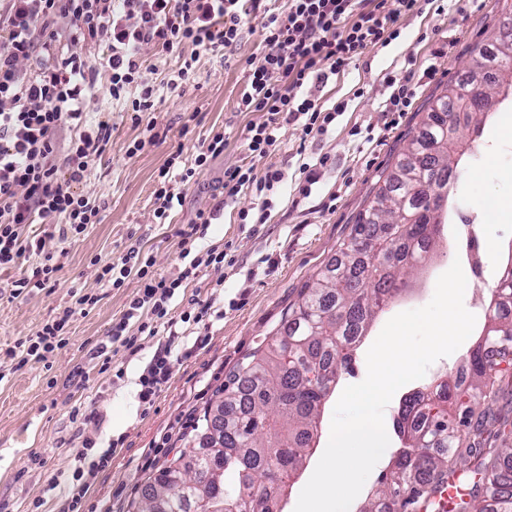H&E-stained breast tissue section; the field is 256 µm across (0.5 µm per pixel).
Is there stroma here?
Returning a JSON list of instances; mask_svg holds the SVG:
<instances>
[{
    "mask_svg": "<svg viewBox=\"0 0 512 512\" xmlns=\"http://www.w3.org/2000/svg\"><path fill=\"white\" fill-rule=\"evenodd\" d=\"M512 14V0H419L414 13L396 23V39L369 47L345 71L330 77L320 96L342 104V112L326 133L304 135L288 124L278 132L273 157L284 180L267 197L252 192L227 195L226 168L249 163L247 127L255 112L238 109L246 88L249 64L261 58L260 30L244 31L229 52L201 53L189 81L164 92L154 111L133 124L113 108L108 75L96 87V109L112 121V139L96 161L84 191L97 196L102 221L89 225L79 238L52 242L58 270L53 287L29 296L0 298V349L32 335L55 318L82 290L97 295V304L70 322L68 343L42 362H29L0 381V512H25L41 500L38 512H60L61 501L49 492L52 478L67 475L78 464L81 438L106 449L110 440H124L109 470L100 473L82 501L80 512H127L139 499L150 474L174 456L189 455L196 445L188 435L203 409L215 402L230 372L250 353L267 344L304 284L338 256L356 216L377 182L391 169L408 140L417 134L424 104L449 82L461 78L473 51L495 43L500 22ZM413 92L402 112L389 109L396 83ZM158 138L128 154L136 140H145L148 123ZM512 88H500L479 128L461 135L470 149L454 168L443 226L433 255L408 279L404 291L374 320L362 338L352 364L339 384L364 380L366 354L384 325L396 314L427 305L436 282L460 261L467 280L465 308L475 327L451 355L435 361L421 379L401 387L384 415L389 450L364 484L374 489L379 473L392 468L401 441L392 427L405 396L431 390L474 348L486 323L490 289L497 273L512 256V220L485 219L475 207L485 199L512 201ZM226 137L222 155L196 174L182 206L168 223L153 216L152 193L158 173L173 152L193 162L196 146L211 133ZM317 168L309 194L302 164ZM213 212L204 245L224 249L222 267L204 269L171 302L180 315L190 301L209 306L199 324L181 323L179 349L190 356L175 361L173 373L151 407L137 398L138 378L162 336L140 334L136 350L109 344L108 332L139 289L136 277L112 288L98 280L101 265L119 261L130 249L151 255L157 275L176 278L181 231L199 211ZM247 220H240V213ZM108 345V358L95 354ZM124 377L113 380L112 372ZM338 394H331L314 433V449L282 501L283 512H294L299 494L310 479L330 437ZM94 413V420L75 426L74 409Z\"/></svg>",
    "mask_w": 512,
    "mask_h": 512,
    "instance_id": "35a3bbf8",
    "label": "stroma"
}]
</instances>
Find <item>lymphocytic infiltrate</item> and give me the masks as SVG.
Returning <instances> with one entry per match:
<instances>
[{"label":"lymphocytic infiltrate","mask_w":512,"mask_h":512,"mask_svg":"<svg viewBox=\"0 0 512 512\" xmlns=\"http://www.w3.org/2000/svg\"><path fill=\"white\" fill-rule=\"evenodd\" d=\"M373 10L362 0H288L287 11H268L264 0H6L0 11V271L18 270L10 295L17 298L47 288L57 271L46 237L32 233L31 224L58 226L59 237L73 239L89 225L100 223L102 207L93 194L80 191L112 138V125L93 119L88 111L99 72H107L113 100H130V119L140 123L153 111L162 89H176L193 72L184 59L165 85L141 77L148 49L181 53L184 46L212 51L236 45L250 19L260 21L263 53L259 65L247 71V89L239 109L259 113V121L247 128L249 164L224 171V190L229 195L247 190L256 195L273 191L284 174L270 161L277 148L281 125L298 124L304 135L324 133L336 118L335 108L324 107L318 91L330 76L339 74L370 46L394 37L395 23L413 12L418 0H374ZM65 20L66 28L55 25ZM106 43L107 55L93 64L84 47ZM37 71H28L30 60ZM137 95L127 98L129 87ZM70 129L64 157H57V137ZM223 132L201 140L193 165L172 153L158 174L153 192V215L165 222L182 205L185 191L198 170L224 152ZM264 169H256V162ZM213 213L198 212L183 233L180 256L185 264L179 276L166 279L153 271L151 256L132 249L120 262L102 267L99 278L122 287L137 277L140 288L123 315L112 324L109 340L131 346L130 326L168 339L157 348L139 377L138 398L152 405L172 374V357L179 337L178 322L200 323L205 309L183 312L173 318L170 302L179 288L195 281L204 268L224 264V253L214 246L201 247ZM40 253L44 261L28 269L27 256ZM98 301L91 293H77L75 308L42 323L28 337L0 352V363L18 366L40 361L66 344L69 322L76 311ZM93 442H83L78 452L85 467L71 477L52 479L62 512H79L90 476L108 467L111 451L95 453Z\"/></svg>","instance_id":"lymphocytic-infiltrate-1"}]
</instances>
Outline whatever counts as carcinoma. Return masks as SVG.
I'll return each instance as SVG.
<instances>
[{"instance_id": "1", "label": "carcinoma", "mask_w": 512, "mask_h": 512, "mask_svg": "<svg viewBox=\"0 0 512 512\" xmlns=\"http://www.w3.org/2000/svg\"><path fill=\"white\" fill-rule=\"evenodd\" d=\"M490 54L499 69L484 79L512 78V45L500 43ZM474 86L469 72L427 103L420 133L366 200L336 266L300 290L271 341L238 365L222 399L204 411L195 440L203 449L217 437L224 448L213 486L224 512H234L245 492L248 512H269L266 480L276 476L286 486L304 465L328 390L351 368L357 343L404 286L403 276L436 247L442 221L429 189H448L456 161L448 141L459 134L437 111L456 112ZM409 216L411 230L393 239L386 261H374V228ZM495 290L498 302L466 363V382L450 376L405 401L396 420L404 447L362 512H440L436 496L466 473L477 481L448 512H512V419L498 408L512 380V313L504 311L512 304V267L500 270Z\"/></svg>"}]
</instances>
